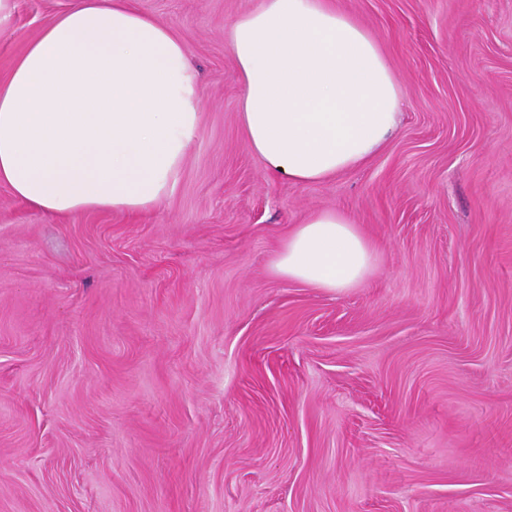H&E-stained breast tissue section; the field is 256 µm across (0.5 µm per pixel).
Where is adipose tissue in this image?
Listing matches in <instances>:
<instances>
[{"label":"adipose tissue","mask_w":512,"mask_h":512,"mask_svg":"<svg viewBox=\"0 0 512 512\" xmlns=\"http://www.w3.org/2000/svg\"><path fill=\"white\" fill-rule=\"evenodd\" d=\"M239 120L266 170L297 184L368 163L398 129L400 88L367 30L331 0H262L224 27ZM186 43L130 0H75L0 79V183L67 216L143 214L173 190L201 122ZM377 260L349 213L316 210L283 238L285 280L336 293Z\"/></svg>","instance_id":"ef3b65f1"}]
</instances>
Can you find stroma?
Segmentation results:
<instances>
[{
	"label": "stroma",
	"instance_id": "obj_1",
	"mask_svg": "<svg viewBox=\"0 0 512 512\" xmlns=\"http://www.w3.org/2000/svg\"><path fill=\"white\" fill-rule=\"evenodd\" d=\"M73 0H17L0 77ZM398 135L315 184L243 142L224 27L260 0H132L188 45L199 134L130 217L0 184V512H512V0H335ZM379 250L329 293L271 270L317 209Z\"/></svg>",
	"mask_w": 512,
	"mask_h": 512
}]
</instances>
